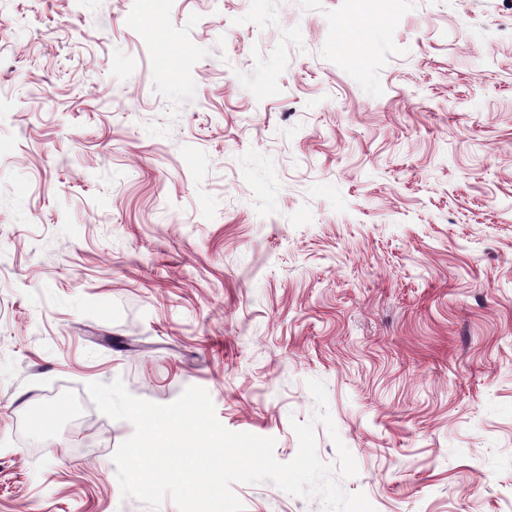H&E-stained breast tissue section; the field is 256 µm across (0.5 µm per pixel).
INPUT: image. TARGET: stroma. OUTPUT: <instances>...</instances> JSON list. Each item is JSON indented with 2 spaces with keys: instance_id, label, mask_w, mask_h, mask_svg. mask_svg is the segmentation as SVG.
<instances>
[{
  "instance_id": "1",
  "label": "stroma",
  "mask_w": 512,
  "mask_h": 512,
  "mask_svg": "<svg viewBox=\"0 0 512 512\" xmlns=\"http://www.w3.org/2000/svg\"><path fill=\"white\" fill-rule=\"evenodd\" d=\"M0 0V512H150L123 379L376 512H512V0ZM74 400L77 417L28 424ZM245 512H323L266 482Z\"/></svg>"
}]
</instances>
